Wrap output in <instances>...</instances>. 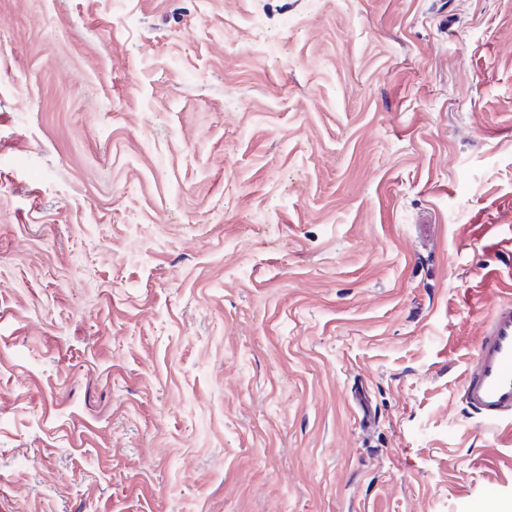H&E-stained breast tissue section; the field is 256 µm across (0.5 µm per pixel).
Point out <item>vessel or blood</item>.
<instances>
[{
  "label": "vessel or blood",
  "instance_id": "vessel-or-blood-1",
  "mask_svg": "<svg viewBox=\"0 0 512 512\" xmlns=\"http://www.w3.org/2000/svg\"><path fill=\"white\" fill-rule=\"evenodd\" d=\"M462 391L467 410L482 421L512 419V302L496 305L483 325Z\"/></svg>",
  "mask_w": 512,
  "mask_h": 512
}]
</instances>
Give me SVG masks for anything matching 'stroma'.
Listing matches in <instances>:
<instances>
[{"label": "stroma", "mask_w": 512, "mask_h": 512, "mask_svg": "<svg viewBox=\"0 0 512 512\" xmlns=\"http://www.w3.org/2000/svg\"><path fill=\"white\" fill-rule=\"evenodd\" d=\"M506 300L512 0H0V512H512ZM462 391L467 410L482 421L512 419V302L496 305L483 325Z\"/></svg>", "instance_id": "35a3bbf8"}]
</instances>
